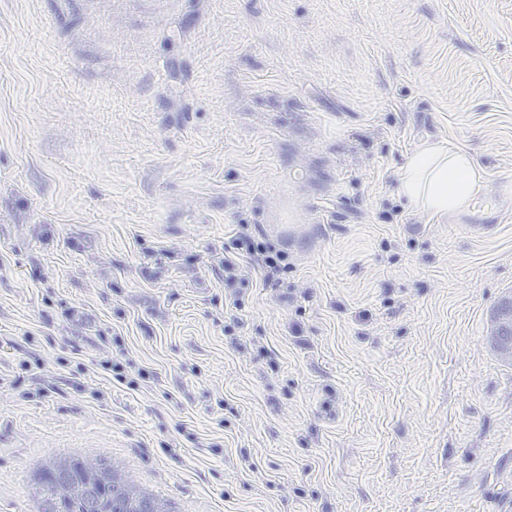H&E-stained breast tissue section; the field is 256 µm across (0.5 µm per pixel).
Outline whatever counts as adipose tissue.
Returning <instances> with one entry per match:
<instances>
[{"label":"adipose tissue","instance_id":"1","mask_svg":"<svg viewBox=\"0 0 512 512\" xmlns=\"http://www.w3.org/2000/svg\"><path fill=\"white\" fill-rule=\"evenodd\" d=\"M400 183L412 207L441 216L478 197L485 188L486 174L467 150L438 141L424 144L410 156Z\"/></svg>","mask_w":512,"mask_h":512}]
</instances>
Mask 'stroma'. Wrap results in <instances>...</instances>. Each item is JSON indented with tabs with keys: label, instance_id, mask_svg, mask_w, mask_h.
I'll return each instance as SVG.
<instances>
[{
	"label": "stroma",
	"instance_id": "obj_1",
	"mask_svg": "<svg viewBox=\"0 0 512 512\" xmlns=\"http://www.w3.org/2000/svg\"><path fill=\"white\" fill-rule=\"evenodd\" d=\"M440 140L512 212V0H0V512L69 457L175 512H512V221L407 205ZM243 226L281 287L216 268ZM505 310L512 311V297L505 298L495 315V329L493 341L495 348L501 354L512 355V312L510 314L504 313Z\"/></svg>",
	"mask_w": 512,
	"mask_h": 512
}]
</instances>
